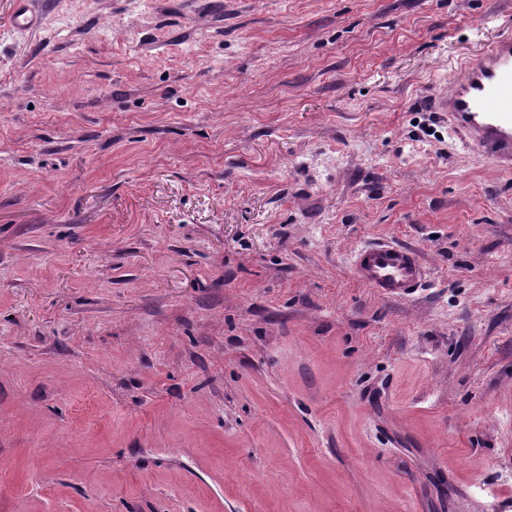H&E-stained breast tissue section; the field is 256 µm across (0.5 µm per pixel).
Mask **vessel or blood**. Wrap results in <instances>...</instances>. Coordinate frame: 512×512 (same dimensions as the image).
Here are the masks:
<instances>
[{
    "label": "vessel or blood",
    "mask_w": 512,
    "mask_h": 512,
    "mask_svg": "<svg viewBox=\"0 0 512 512\" xmlns=\"http://www.w3.org/2000/svg\"><path fill=\"white\" fill-rule=\"evenodd\" d=\"M433 103L472 155L512 168V35L465 57ZM352 272L372 292L405 300L424 282L427 266L412 247L382 241L356 251Z\"/></svg>",
    "instance_id": "obj_1"
}]
</instances>
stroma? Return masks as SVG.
I'll return each instance as SVG.
<instances>
[{"label":"stroma","mask_w":512,"mask_h":512,"mask_svg":"<svg viewBox=\"0 0 512 512\" xmlns=\"http://www.w3.org/2000/svg\"><path fill=\"white\" fill-rule=\"evenodd\" d=\"M0 0V512H512V169L429 98L512 0ZM416 248L412 298L353 276ZM352 272L372 292L405 300L424 282L427 266L412 247L382 241L366 244L356 251Z\"/></svg>","instance_id":"1"}]
</instances>
